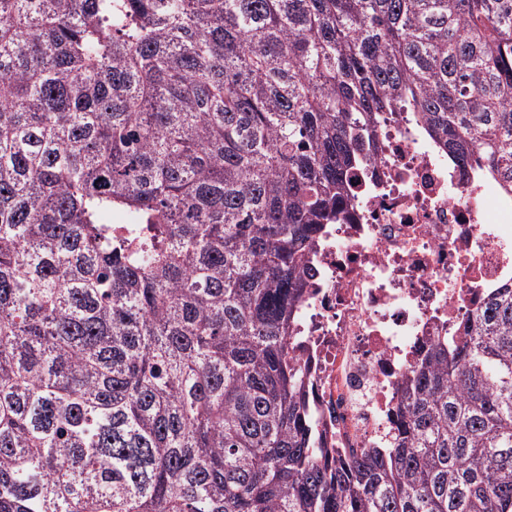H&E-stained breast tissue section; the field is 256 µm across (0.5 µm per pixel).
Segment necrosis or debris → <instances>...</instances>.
Returning <instances> with one entry per match:
<instances>
[{"mask_svg": "<svg viewBox=\"0 0 512 512\" xmlns=\"http://www.w3.org/2000/svg\"><path fill=\"white\" fill-rule=\"evenodd\" d=\"M341 217L308 256L289 356L329 462L386 448L403 380L512 284V181L461 165L413 112H386Z\"/></svg>", "mask_w": 512, "mask_h": 512, "instance_id": "1", "label": "necrosis or debris"}]
</instances>
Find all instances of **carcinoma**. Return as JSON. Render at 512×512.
Returning <instances> with one entry per match:
<instances>
[{"label": "carcinoma", "instance_id": "obj_1", "mask_svg": "<svg viewBox=\"0 0 512 512\" xmlns=\"http://www.w3.org/2000/svg\"><path fill=\"white\" fill-rule=\"evenodd\" d=\"M401 109L511 180L512 0H0V512H512V288L334 466L287 360Z\"/></svg>", "mask_w": 512, "mask_h": 512}]
</instances>
